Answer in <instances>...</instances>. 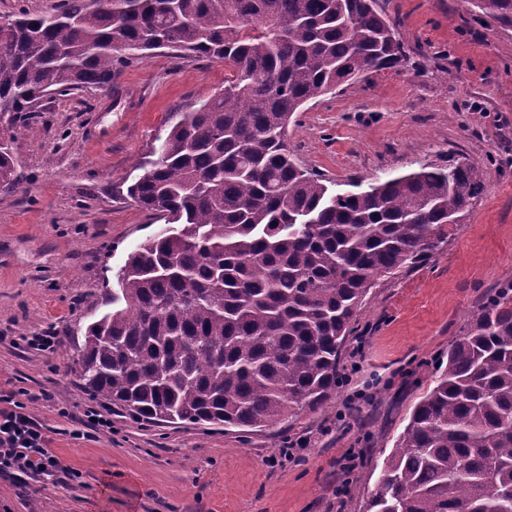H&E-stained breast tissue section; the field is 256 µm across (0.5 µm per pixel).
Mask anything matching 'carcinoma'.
Listing matches in <instances>:
<instances>
[{"mask_svg":"<svg viewBox=\"0 0 512 512\" xmlns=\"http://www.w3.org/2000/svg\"><path fill=\"white\" fill-rule=\"evenodd\" d=\"M512 25V0H464ZM218 58L224 89L166 122L130 202L164 228L88 324L79 378L152 423L258 431L327 401L375 279L448 240L484 189L448 155L336 192L288 148L308 103L406 58L377 0H62L0 27V188L44 97L110 88L124 55ZM368 512H512V287L486 298L414 406Z\"/></svg>","mask_w":512,"mask_h":512,"instance_id":"cac0c4a2","label":"carcinoma"}]
</instances>
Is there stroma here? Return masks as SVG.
I'll return each mask as SVG.
<instances>
[{
    "mask_svg": "<svg viewBox=\"0 0 512 512\" xmlns=\"http://www.w3.org/2000/svg\"><path fill=\"white\" fill-rule=\"evenodd\" d=\"M407 59L295 113L288 143L333 189L447 153L485 179L462 224L423 262L377 279L327 402L258 432L154 425L93 397L76 372L128 253L161 227L125 198L168 117L224 87L216 59L162 49L108 89L47 98L17 127L22 180L0 189V392L42 426L75 479L0 476V512H367L413 406L486 295L512 283V26L463 0H378ZM58 338L53 351L29 337ZM95 408L112 429L85 428Z\"/></svg>",
    "mask_w": 512,
    "mask_h": 512,
    "instance_id": "obj_1",
    "label": "stroma"
}]
</instances>
